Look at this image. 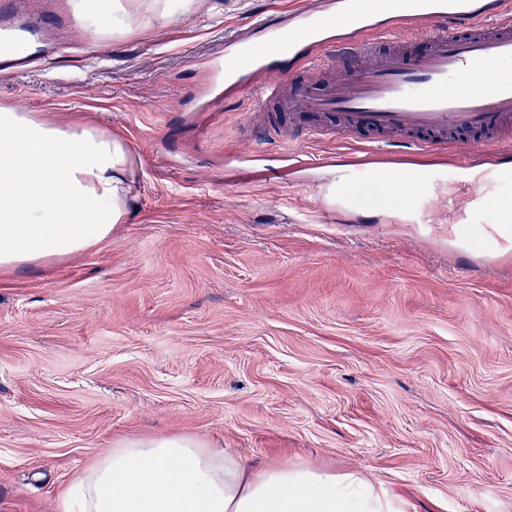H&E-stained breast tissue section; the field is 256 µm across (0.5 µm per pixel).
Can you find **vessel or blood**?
Masks as SVG:
<instances>
[{"label":"vessel or blood","mask_w":512,"mask_h":512,"mask_svg":"<svg viewBox=\"0 0 512 512\" xmlns=\"http://www.w3.org/2000/svg\"><path fill=\"white\" fill-rule=\"evenodd\" d=\"M399 23L426 30V49L411 56L400 41L374 54L368 22L375 13L369 0H310L289 11L284 24L240 35L218 54L225 74L243 72L249 88H260L266 102H279L308 117L336 118L340 132L396 135L407 153L443 147L446 133L512 128V0H492L489 9L470 0H435L430 9L413 0H396ZM320 55L349 63L328 86L292 87L283 71L291 57ZM279 72L277 83L263 77ZM483 203L494 208L505 185L499 165L486 171Z\"/></svg>","instance_id":"obj_1"}]
</instances>
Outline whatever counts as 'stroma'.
<instances>
[{"mask_svg":"<svg viewBox=\"0 0 512 512\" xmlns=\"http://www.w3.org/2000/svg\"><path fill=\"white\" fill-rule=\"evenodd\" d=\"M303 0H178L99 37L29 0L33 63L0 104L121 136L135 209L103 242L0 271V512L128 437L193 434L255 464L358 469L404 512H512V238L485 248L454 202L413 208L434 155L247 124L212 58ZM375 178L343 181L348 161Z\"/></svg>","mask_w":512,"mask_h":512,"instance_id":"35a3bbf8","label":"stroma"}]
</instances>
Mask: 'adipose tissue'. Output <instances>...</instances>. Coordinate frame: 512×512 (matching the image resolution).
Here are the masks:
<instances>
[{
	"label": "adipose tissue",
	"mask_w": 512,
	"mask_h": 512,
	"mask_svg": "<svg viewBox=\"0 0 512 512\" xmlns=\"http://www.w3.org/2000/svg\"><path fill=\"white\" fill-rule=\"evenodd\" d=\"M80 26L125 28L137 0H69ZM125 142L0 104V267L83 251L126 223L135 197ZM63 512H399L362 472L260 467L193 435L134 437L62 487Z\"/></svg>",
	"instance_id": "obj_1"
}]
</instances>
